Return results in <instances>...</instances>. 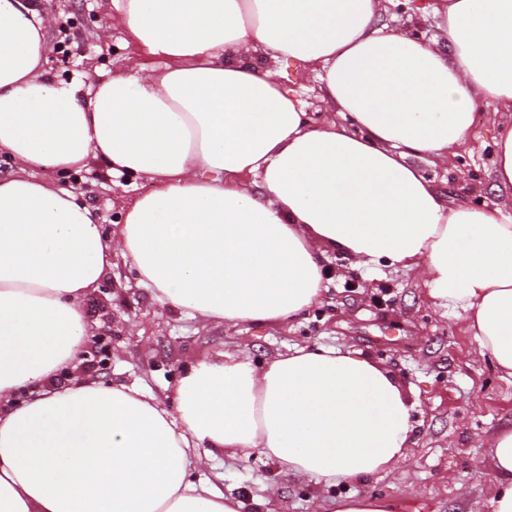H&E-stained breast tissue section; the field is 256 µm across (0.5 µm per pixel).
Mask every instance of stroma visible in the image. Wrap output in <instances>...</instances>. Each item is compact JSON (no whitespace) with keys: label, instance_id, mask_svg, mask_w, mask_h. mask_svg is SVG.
<instances>
[{"label":"stroma","instance_id":"1","mask_svg":"<svg viewBox=\"0 0 512 512\" xmlns=\"http://www.w3.org/2000/svg\"><path fill=\"white\" fill-rule=\"evenodd\" d=\"M431 0H391L381 21L422 40L437 31ZM49 19L46 71L89 83L98 73L126 71L129 36L113 28L106 0H40ZM496 106L480 103L466 152L447 164H414L446 200L472 205L498 200L490 176ZM38 178L71 186L97 212L104 232L121 223L123 207L151 189L148 177L115 176L95 161L78 173L41 170ZM331 280L321 303L292 326L242 323L200 326L161 305L140 286L129 261L113 253L112 266L84 304L95 334L80 345L81 371L107 385H135L172 393L187 362L246 345L262 364L311 346L356 350L391 371L413 404L414 445L388 473L322 489L304 477L283 479L276 463L259 455L216 461L208 474L244 512H318L321 500L346 494L385 497L391 512H470L493 487L487 438L512 423V377L475 354L455 311L435 306L414 272L378 266L352 271L346 258H330Z\"/></svg>","mask_w":512,"mask_h":512}]
</instances>
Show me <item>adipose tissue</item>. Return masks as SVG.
<instances>
[{
    "mask_svg": "<svg viewBox=\"0 0 512 512\" xmlns=\"http://www.w3.org/2000/svg\"><path fill=\"white\" fill-rule=\"evenodd\" d=\"M40 0H0V512H243L192 478L260 454L283 476L361 479L413 446L395 377L356 351L245 349L191 363L174 409L73 372L84 302L120 252L139 283L201 323L285 325L318 303L323 261L415 270L480 355L512 377V0H434L426 42L380 24L382 0H109L129 65L87 85L49 77ZM318 66L311 127L278 65ZM497 104L493 205L446 203L414 156L447 160L478 102ZM148 176L104 235L40 168ZM494 486L470 512H512V424L489 440Z\"/></svg>",
    "mask_w": 512,
    "mask_h": 512,
    "instance_id": "1",
    "label": "adipose tissue"
}]
</instances>
